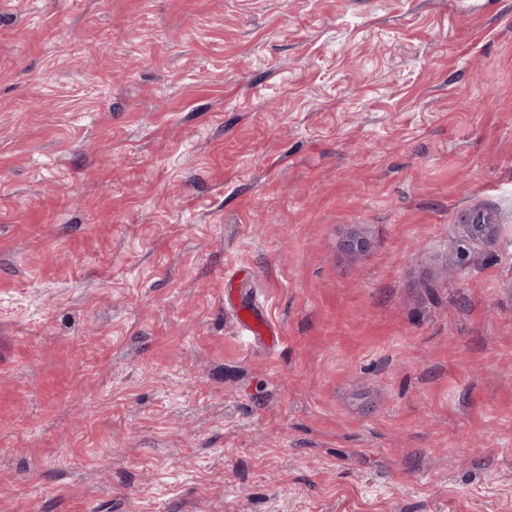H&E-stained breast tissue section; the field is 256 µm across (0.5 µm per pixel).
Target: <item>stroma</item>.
Instances as JSON below:
<instances>
[{
	"label": "stroma",
	"instance_id": "obj_1",
	"mask_svg": "<svg viewBox=\"0 0 512 512\" xmlns=\"http://www.w3.org/2000/svg\"><path fill=\"white\" fill-rule=\"evenodd\" d=\"M0 512H512V0H0ZM463 224L473 239L489 244L495 238L496 224H493L491 218L481 211L466 214ZM236 327L238 335L245 342L261 340L267 336L272 339L277 333L273 331L265 322L256 321L246 308H240L236 313Z\"/></svg>",
	"mask_w": 512,
	"mask_h": 512
}]
</instances>
